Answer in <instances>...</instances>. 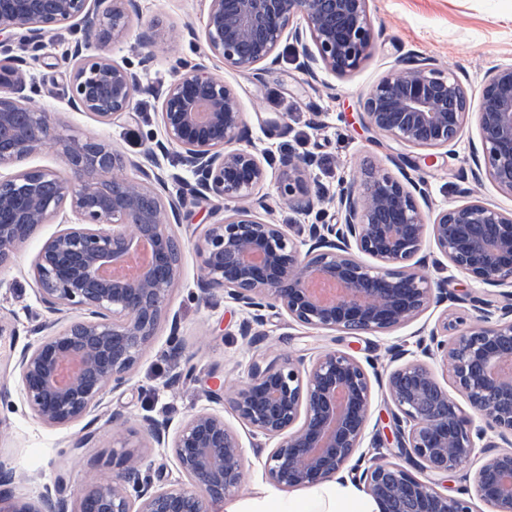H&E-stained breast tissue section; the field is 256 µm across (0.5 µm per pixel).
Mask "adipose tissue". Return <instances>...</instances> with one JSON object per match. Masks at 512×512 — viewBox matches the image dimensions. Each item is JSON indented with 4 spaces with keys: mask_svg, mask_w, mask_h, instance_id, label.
<instances>
[{
    "mask_svg": "<svg viewBox=\"0 0 512 512\" xmlns=\"http://www.w3.org/2000/svg\"><path fill=\"white\" fill-rule=\"evenodd\" d=\"M227 512H379V507L367 492L334 480L288 497L260 489L253 498L236 503Z\"/></svg>",
    "mask_w": 512,
    "mask_h": 512,
    "instance_id": "ef3b65f1",
    "label": "adipose tissue"
}]
</instances>
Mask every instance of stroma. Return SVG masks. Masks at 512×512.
<instances>
[{
	"label": "stroma",
	"instance_id": "stroma-1",
	"mask_svg": "<svg viewBox=\"0 0 512 512\" xmlns=\"http://www.w3.org/2000/svg\"><path fill=\"white\" fill-rule=\"evenodd\" d=\"M206 9L205 0H138L128 37L108 47L112 59L127 66L148 86V93L140 97L148 105L147 112L135 109L104 124L91 113L72 110L65 85L73 66L68 49L80 36V26L74 22L55 30L31 63L38 101L46 111L55 113L64 133L101 139L115 152L140 157L162 138L160 107L173 70L205 63L241 99L249 132L246 146L266 156L264 191L270 197L271 209L264 218L283 225L292 237L299 225L317 223L318 214L296 211L276 195L280 160L290 152L315 157L310 175L331 192L344 176L374 168L393 171L394 159L403 156L425 178L433 208L453 204L461 188L473 186L471 152L478 140L476 125H469L466 135L455 145L428 156L368 130L360 118L362 102L397 59L410 52L436 59L462 79L470 94H478L492 65L512 62V0H370L376 48L344 78L324 71L309 76L301 68L296 47L288 41L277 50V64L267 66L257 79L207 56L204 42L186 39L159 47L152 63L142 66L136 43L148 25L158 22L176 28L188 24L199 28ZM221 218L210 198L194 199L183 209L175 228L182 243V279L170 304L180 319L179 342L170 344L168 326L158 328L151 348L132 374L130 389L107 394L94 411L95 437L84 448L77 445L84 434L83 423L64 428L42 424L19 393L13 373L19 351L38 340L33 316L41 306L31 265L42 244L58 230V222L42 225L14 260L0 269V386L8 389L7 396L0 398V463L17 474L16 499L37 502L61 476L72 494L90 479L110 476L117 469L122 443H143L136 420L145 410H165L173 420H180L187 411L207 406L206 392L213 384L230 388L245 384L248 366L257 356L271 360L288 353L313 358L334 349L352 354L363 362L372 380L367 432L389 440L394 430L393 407L385 398L382 379L394 368L390 347L401 341L415 344L418 332H429L443 318L452 335L471 322L470 305L462 299L463 285L459 277L453 276L448 280V291L456 295V302L430 308L410 325L391 333L355 336L312 330L290 322L287 315L272 312L263 327L264 340L248 345L239 334L243 319L239 305L220 291L213 292L208 300H200L196 286L193 244L209 224ZM188 363L196 367V381L168 386V379ZM217 409L239 436L245 453L244 482L225 497L229 505L248 498L254 488L267 486L265 456L256 452L251 428L237 418L230 402H221ZM116 413L126 421L118 431L112 427Z\"/></svg>",
	"mask_w": 512,
	"mask_h": 512
}]
</instances>
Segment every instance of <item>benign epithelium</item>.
<instances>
[{
  "label": "benign epithelium",
  "mask_w": 512,
  "mask_h": 512,
  "mask_svg": "<svg viewBox=\"0 0 512 512\" xmlns=\"http://www.w3.org/2000/svg\"><path fill=\"white\" fill-rule=\"evenodd\" d=\"M201 33L209 52L224 65L255 78L277 61L288 37L301 46L302 67L346 77L372 55L375 39L370 0H207ZM136 0H0V267L41 225L67 211L78 219L60 223L38 251L34 282L39 303L53 315L38 325L42 337L15 360L20 394L35 416L51 428L87 418L110 391L126 389L142 353L161 323L178 337V316L169 304L182 267L172 225L179 223L187 195L224 203V218L194 244L201 297L214 290L247 314L239 326L251 344L266 312L280 310L313 330L384 334L415 321L431 306L450 300L448 278H431L418 268L432 240L434 265L481 287L505 288L507 303L473 296L476 324L451 339L448 323L431 329L430 343L412 355L393 347L399 362L385 381L394 407L395 460L356 464L355 477L380 512H473L476 496L491 512H512V452H493L470 474L466 466L477 443L493 435L512 445V209L460 191L461 200L427 218L426 182L403 170L401 177L371 173L343 178L329 197L308 177L313 159L292 153L282 159L278 189L288 204L328 219L306 228L294 242L278 224L260 218L267 210L261 192L267 178L257 152L237 146L245 136L240 101L224 80L199 63L176 70L161 105V152L179 150L193 177L170 191L167 181L143 161L108 146L62 132L54 116L31 106L36 80L14 47H41L60 24L78 21L81 37L71 49L69 102L107 124L129 112L142 92L136 76L105 54L85 53L123 39ZM173 30L151 25L137 39L141 64L170 41ZM477 129L481 152H473L472 176L487 179L512 196V63L485 74ZM471 96L463 81L435 60L409 53L366 95L365 127L419 150H438L465 135ZM52 145L66 174L24 167ZM134 169L137 177L125 175ZM149 258L131 276L113 278L109 268L130 264L142 242ZM370 256L375 264L360 261ZM322 284L338 287L329 299L315 295ZM76 308L80 316H57ZM450 363L454 386L473 414L462 413L436 379L428 360ZM372 382L353 355L329 350L313 360L286 354L252 360L248 382L231 400L237 417L253 434L274 442L265 460L268 481L281 488H306L341 472L366 438ZM165 413L137 419L149 447L172 452L181 474L163 481L146 465L145 453L122 452L112 478L91 482L74 499L58 478L54 492L38 502L3 503L0 512H207L222 503L244 478L238 435L213 408L185 415L177 427ZM432 474H461V495L442 493L409 468Z\"/></svg>",
  "instance_id": "obj_1"
}]
</instances>
